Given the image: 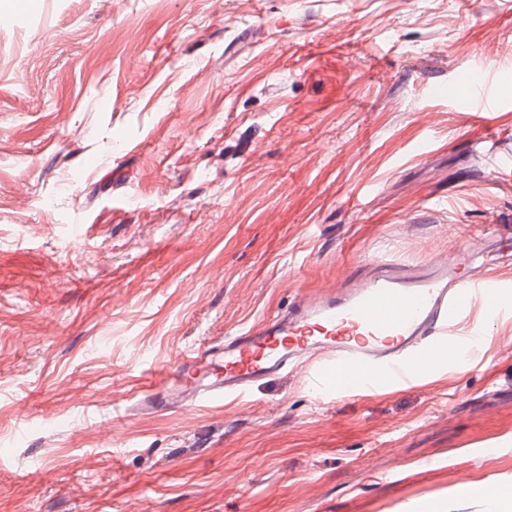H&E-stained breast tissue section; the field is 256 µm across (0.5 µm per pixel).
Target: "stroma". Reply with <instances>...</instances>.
Returning a JSON list of instances; mask_svg holds the SVG:
<instances>
[{"mask_svg": "<svg viewBox=\"0 0 512 512\" xmlns=\"http://www.w3.org/2000/svg\"><path fill=\"white\" fill-rule=\"evenodd\" d=\"M479 65L492 141L427 93ZM511 221L512 0H6L0 512H487L512 487V310L476 304L443 367L364 401L305 365L136 395L373 260Z\"/></svg>", "mask_w": 512, "mask_h": 512, "instance_id": "35a3bbf8", "label": "stroma"}]
</instances>
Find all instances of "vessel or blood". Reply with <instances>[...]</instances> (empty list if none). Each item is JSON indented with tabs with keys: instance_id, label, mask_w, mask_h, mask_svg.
Returning a JSON list of instances; mask_svg holds the SVG:
<instances>
[{
	"instance_id": "b4317fda",
	"label": "vessel or blood",
	"mask_w": 512,
	"mask_h": 512,
	"mask_svg": "<svg viewBox=\"0 0 512 512\" xmlns=\"http://www.w3.org/2000/svg\"><path fill=\"white\" fill-rule=\"evenodd\" d=\"M465 120L481 138H494L491 103ZM482 254L512 258V225H496L478 254L464 250L429 263L372 261L322 300L298 299L261 325L196 352L181 372L156 370L138 403L147 410L169 407L178 385L194 402L242 394L316 354L325 362L311 382L321 391L409 384L445 362L454 327L474 301L493 312L512 307V284L489 277L478 262Z\"/></svg>"
}]
</instances>
